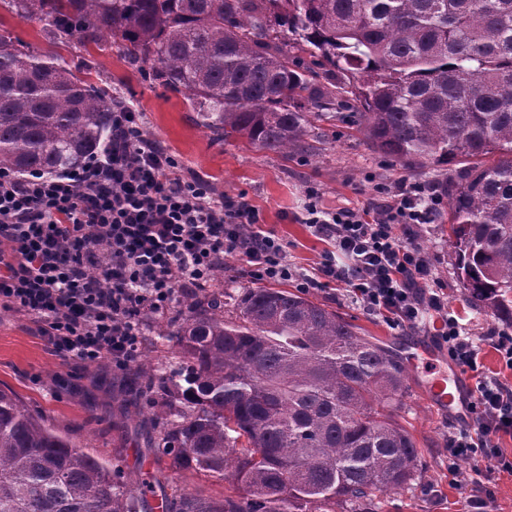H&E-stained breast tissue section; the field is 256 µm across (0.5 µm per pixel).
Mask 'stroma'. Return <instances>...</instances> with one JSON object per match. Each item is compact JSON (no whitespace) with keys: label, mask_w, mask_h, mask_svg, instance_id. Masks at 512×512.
<instances>
[{"label":"stroma","mask_w":512,"mask_h":512,"mask_svg":"<svg viewBox=\"0 0 512 512\" xmlns=\"http://www.w3.org/2000/svg\"><path fill=\"white\" fill-rule=\"evenodd\" d=\"M0 34L22 50L61 58L73 73L91 75L120 95L143 115L145 134L158 138L188 171L208 179L221 193H247L263 218L264 230L274 232L288 246L290 262L309 274L316 268L325 242L302 224L305 190H321L328 207H363L375 199L380 186H395L402 178L447 186L454 166L425 168L400 165L372 149L351 126L330 120L315 123L308 153L290 158L254 148L243 140L224 142L198 126L182 95L171 93L129 64L116 49L81 48L76 42L48 35L45 23L18 18L0 5ZM430 254L437 287L448 296V308L473 336L504 330V323L478 310L467 298L455 270L448 243V217L418 230ZM310 299L336 309L362 335L378 339L405 353L416 343L436 345L433 326L400 330L369 314L344 290L313 291ZM447 358L408 365L406 390L397 418L413 436L421 452L420 471L408 487L379 496L376 512H512V474L493 475L482 508L468 500L476 463L462 458L456 474L448 472V435L466 425L461 416L435 410L424 381L447 369ZM120 374L105 368L64 366L50 355L18 312L0 307V388L13 391L26 407L46 418L62 435L103 461L121 462L135 482L153 487L148 502L163 489L184 490L219 498L223 483L192 470L176 469L167 456L157 457L139 448L134 415L120 405Z\"/></svg>","instance_id":"stroma-1"}]
</instances>
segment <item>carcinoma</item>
<instances>
[{"label":"carcinoma","mask_w":512,"mask_h":512,"mask_svg":"<svg viewBox=\"0 0 512 512\" xmlns=\"http://www.w3.org/2000/svg\"><path fill=\"white\" fill-rule=\"evenodd\" d=\"M84 47L113 41L183 95L200 126L290 157L346 76L343 116L385 157L468 167L448 193L458 277L512 322V0H0ZM288 32L311 65L275 46ZM112 145V95L57 57L0 34V172L64 175ZM156 335L169 372L142 358L125 405L152 453L227 483L224 497L164 493V512H373L410 485L420 452L394 418L406 367L335 310L284 288H246L233 309L202 288ZM145 482L106 466L0 389V512H149ZM317 76L314 77L315 86L323 90L332 91L336 94L339 91V87L342 85L344 78L338 69L325 65L319 68H315Z\"/></svg>","instance_id":"carcinoma-1"}]
</instances>
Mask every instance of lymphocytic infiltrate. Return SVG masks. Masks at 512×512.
Returning a JSON list of instances; mask_svg holds the SVG:
<instances>
[{"mask_svg": "<svg viewBox=\"0 0 512 512\" xmlns=\"http://www.w3.org/2000/svg\"><path fill=\"white\" fill-rule=\"evenodd\" d=\"M443 206L433 185L407 179L362 209L325 207L321 192L307 189L305 222L329 248L313 274L300 276L246 193L229 197L185 177L144 133L140 113L116 97L111 152L67 177L0 173V307L22 312L62 365L121 371L138 356L146 317L206 286L227 256L259 281L342 287L397 329L435 316L449 360L477 378L467 409L478 426L449 435L448 461L481 457L512 473V456L498 445L512 436V384L484 371L478 343L432 287L433 263L419 242L418 228L436 223Z\"/></svg>", "mask_w": 512, "mask_h": 512, "instance_id": "obj_1", "label": "lymphocytic infiltrate"}]
</instances>
